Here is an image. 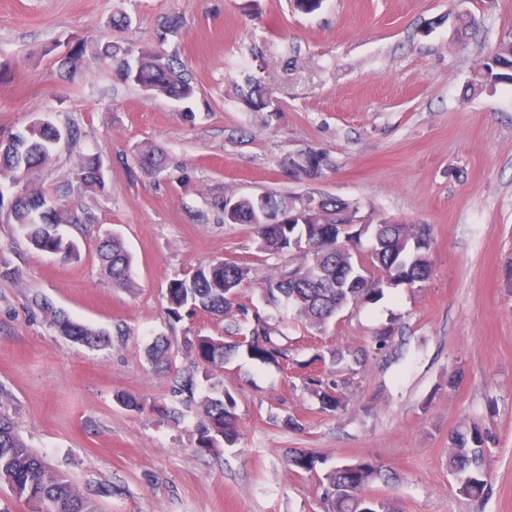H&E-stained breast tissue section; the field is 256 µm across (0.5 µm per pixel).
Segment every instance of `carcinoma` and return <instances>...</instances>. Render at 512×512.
Instances as JSON below:
<instances>
[{
	"label": "carcinoma",
	"instance_id": "carcinoma-1",
	"mask_svg": "<svg viewBox=\"0 0 512 512\" xmlns=\"http://www.w3.org/2000/svg\"><path fill=\"white\" fill-rule=\"evenodd\" d=\"M84 37L75 38L72 51L64 61L67 68L77 69L86 50ZM121 49L105 43L98 54L116 60L118 78L136 85L152 97L189 101L197 93L177 58L157 49L145 48L138 55L120 56ZM506 84L512 86V39L501 40L495 49L479 52L473 73L472 86ZM239 100L251 112H272L270 94L259 81L246 79ZM56 127L41 131L25 129L13 133L18 145L6 143L0 137V183L21 186L22 198L8 206V216L37 250L57 254L64 260L78 257L75 244L64 239L57 227L73 223V215L66 208L49 205L48 193L32 185L34 172L45 166L57 145ZM139 165L148 172L163 170L159 151L144 146L138 153ZM99 158L82 154L75 166L79 188L102 193L105 180L98 176ZM326 164L325 156L310 150L298 166L310 175H318ZM231 208L221 207L226 224H252L257 233L258 250L271 255L288 256V264L271 270L260 282L258 290L263 304L277 307L287 304L305 329L320 332L329 322L350 306L372 301L383 289L376 282L397 268L409 288H419L430 279L432 261L429 249L413 247L416 238H431L427 224H406L398 219L375 218L369 214L372 248L362 255V239L336 240V224L349 211L359 207L341 199L322 196L317 205H308L302 199L286 202L272 194L241 197L228 201ZM300 213L304 223H295L291 231L307 238L305 250L288 252V232L272 219L283 213ZM98 257L112 286L129 292L137 289L132 276V258L122 240L112 236L102 241ZM243 274L234 262L199 265L188 275L174 278L168 286V313L181 317L187 307L201 310L224 320V335L197 336L191 348L205 369L222 368L233 357L244 354L249 359L278 368L297 367L290 356L288 338L271 325L268 317L254 303L240 301ZM37 306L51 313L58 331L71 341L96 347L105 342L104 334L88 325L70 320L53 310L46 300ZM170 343L157 338L146 349L147 358L160 364L169 360ZM367 351L351 347H334L328 355L318 354L316 360L329 361L336 368L343 364H362ZM304 387L318 401L321 409L335 412L344 406L342 387L338 382H326L319 376H310ZM236 401L227 392L204 400L206 422L199 429V444L213 448L223 440L233 445L239 435ZM448 469L456 477L458 492L468 499L484 496L488 487L491 460L488 454V436L473 426L457 431L450 437ZM288 466L309 473L315 470L317 456L303 449L289 451ZM393 480L390 471L371 461L340 462L327 470L321 478V505L323 512H360L364 492L377 482ZM0 486L7 487L17 499L39 503L40 512H97L96 506L77 495L68 479L46 465L16 431L14 423L0 416Z\"/></svg>",
	"mask_w": 512,
	"mask_h": 512
}]
</instances>
